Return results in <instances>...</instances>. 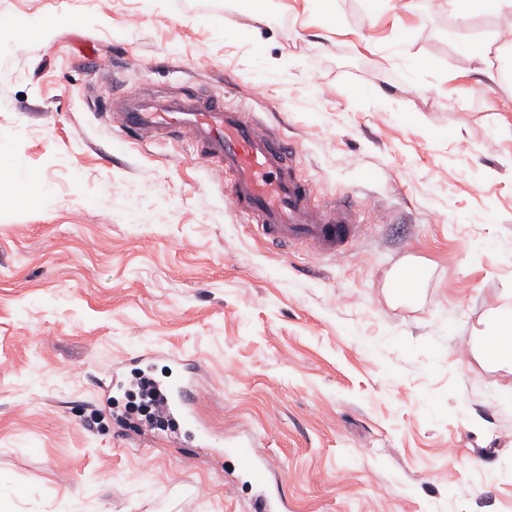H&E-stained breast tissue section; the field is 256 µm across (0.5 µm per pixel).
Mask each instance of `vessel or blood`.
Instances as JSON below:
<instances>
[{
  "instance_id": "1",
  "label": "vessel or blood",
  "mask_w": 512,
  "mask_h": 512,
  "mask_svg": "<svg viewBox=\"0 0 512 512\" xmlns=\"http://www.w3.org/2000/svg\"><path fill=\"white\" fill-rule=\"evenodd\" d=\"M109 117L119 130L138 134L190 137L206 158L221 164L229 184L224 197L234 212L250 213L265 242L280 250L307 245L318 253L342 256L357 231L354 201L343 198L316 208L309 185L297 179L292 158L296 147L277 129L258 122L252 113L226 109L209 97L181 93L132 95L114 87ZM185 376L164 395V413L185 434L205 439L193 411L200 391L193 382L197 365L183 359ZM236 467L257 489L251 512H282L278 485L269 479L266 456L257 439L246 437L231 447Z\"/></svg>"
}]
</instances>
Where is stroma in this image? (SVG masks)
Returning a JSON list of instances; mask_svg holds the SVG:
<instances>
[{"label":"stroma","instance_id":"1","mask_svg":"<svg viewBox=\"0 0 512 512\" xmlns=\"http://www.w3.org/2000/svg\"><path fill=\"white\" fill-rule=\"evenodd\" d=\"M253 6L0 0V19H61L0 28V512H250L225 445H164L104 391L145 350L161 380L167 354L198 360L199 421L260 437L289 512H512V375L456 355L512 311V85H475L454 40L512 20ZM116 82L219 99L297 143L313 206L360 203L343 261L267 245L190 138H125ZM18 168L41 197L18 200ZM409 261L426 280L391 303Z\"/></svg>","mask_w":512,"mask_h":512}]
</instances>
